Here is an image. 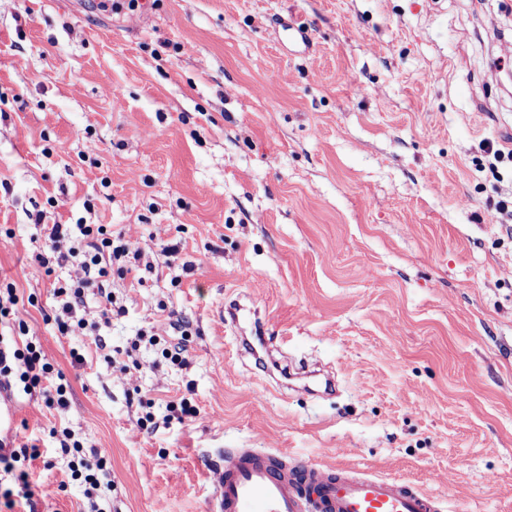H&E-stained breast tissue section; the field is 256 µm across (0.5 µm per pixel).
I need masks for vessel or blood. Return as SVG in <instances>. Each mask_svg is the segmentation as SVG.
Here are the masks:
<instances>
[{
	"label": "vessel or blood",
	"instance_id": "obj_1",
	"mask_svg": "<svg viewBox=\"0 0 512 512\" xmlns=\"http://www.w3.org/2000/svg\"><path fill=\"white\" fill-rule=\"evenodd\" d=\"M212 471L211 512H441L436 496L404 482L257 448L225 449Z\"/></svg>",
	"mask_w": 512,
	"mask_h": 512
}]
</instances>
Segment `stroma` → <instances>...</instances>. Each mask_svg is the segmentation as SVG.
Here are the masks:
<instances>
[{
  "mask_svg": "<svg viewBox=\"0 0 512 512\" xmlns=\"http://www.w3.org/2000/svg\"><path fill=\"white\" fill-rule=\"evenodd\" d=\"M511 70L512 0H0V278L69 384L63 411L15 391L39 456L0 512H210L224 448L512 512V158L482 149L512 150ZM38 214L151 265L89 336L53 320L72 266L33 261ZM63 429L110 472L93 496Z\"/></svg>",
  "mask_w": 512,
  "mask_h": 512,
  "instance_id": "35a3bbf8",
  "label": "stroma"
}]
</instances>
